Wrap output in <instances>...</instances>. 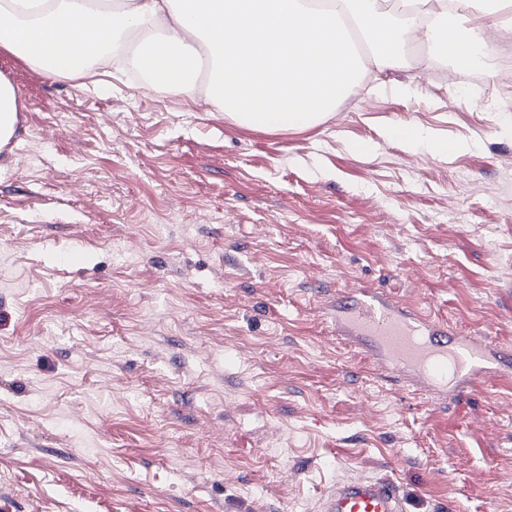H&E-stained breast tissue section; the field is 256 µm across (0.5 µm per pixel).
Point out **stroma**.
<instances>
[{
  "instance_id": "35a3bbf8",
  "label": "stroma",
  "mask_w": 512,
  "mask_h": 512,
  "mask_svg": "<svg viewBox=\"0 0 512 512\" xmlns=\"http://www.w3.org/2000/svg\"><path fill=\"white\" fill-rule=\"evenodd\" d=\"M490 37L480 70L415 43L276 133L0 54V512H316L357 475L407 512H512V387L442 403L331 318L364 284L512 348V27ZM20 110L21 102L14 85L0 75V149L14 137ZM386 135L390 139L399 140L414 148H423L435 155H449L454 151L462 150L467 147V145L463 143H452L433 139L420 128L414 127L393 126L387 130Z\"/></svg>"
}]
</instances>
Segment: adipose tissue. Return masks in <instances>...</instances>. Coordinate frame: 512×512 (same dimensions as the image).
Masks as SVG:
<instances>
[{
  "label": "adipose tissue",
  "instance_id": "1",
  "mask_svg": "<svg viewBox=\"0 0 512 512\" xmlns=\"http://www.w3.org/2000/svg\"><path fill=\"white\" fill-rule=\"evenodd\" d=\"M354 22L377 71L417 38L455 68L480 65L512 0H0V54L60 79L108 74L135 42L144 87L203 97L240 126L301 131L324 122L364 77Z\"/></svg>",
  "mask_w": 512,
  "mask_h": 512
}]
</instances>
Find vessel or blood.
I'll use <instances>...</instances> for the list:
<instances>
[{
	"label": "vessel or blood",
	"mask_w": 512,
	"mask_h": 512,
	"mask_svg": "<svg viewBox=\"0 0 512 512\" xmlns=\"http://www.w3.org/2000/svg\"><path fill=\"white\" fill-rule=\"evenodd\" d=\"M336 333L362 344L399 381L426 386L445 403L462 401L502 375L505 354L488 337L460 333L447 320L363 285L337 300ZM317 512H405V507L393 480L360 476L329 487Z\"/></svg>",
	"instance_id": "vessel-or-blood-1"
}]
</instances>
